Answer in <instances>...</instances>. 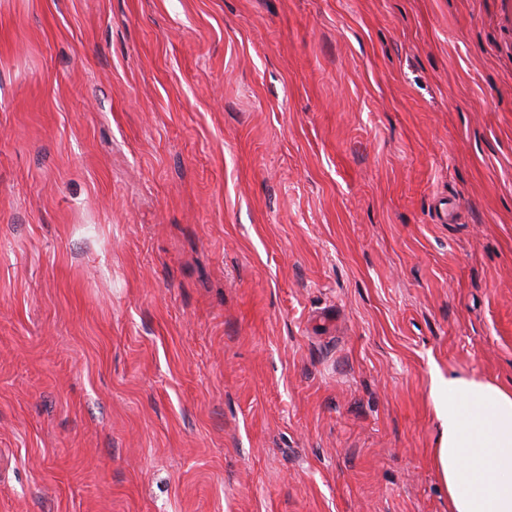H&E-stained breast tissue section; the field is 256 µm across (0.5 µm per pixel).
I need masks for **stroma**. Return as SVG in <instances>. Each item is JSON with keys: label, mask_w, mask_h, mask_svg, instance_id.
<instances>
[{"label": "stroma", "mask_w": 512, "mask_h": 512, "mask_svg": "<svg viewBox=\"0 0 512 512\" xmlns=\"http://www.w3.org/2000/svg\"><path fill=\"white\" fill-rule=\"evenodd\" d=\"M512 391V0H0V512H450ZM431 396L444 420L433 459L451 512H512V392L448 375Z\"/></svg>", "instance_id": "obj_1"}]
</instances>
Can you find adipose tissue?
Instances as JSON below:
<instances>
[{"label":"adipose tissue","mask_w":512,"mask_h":512,"mask_svg":"<svg viewBox=\"0 0 512 512\" xmlns=\"http://www.w3.org/2000/svg\"><path fill=\"white\" fill-rule=\"evenodd\" d=\"M431 396L443 417L433 459L451 512H512V392L451 376Z\"/></svg>","instance_id":"ef3b65f1"}]
</instances>
